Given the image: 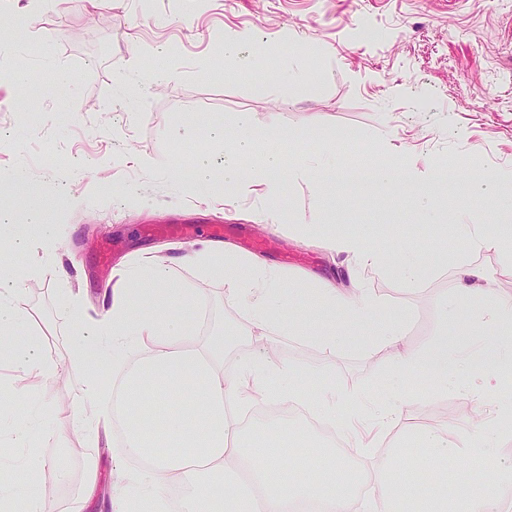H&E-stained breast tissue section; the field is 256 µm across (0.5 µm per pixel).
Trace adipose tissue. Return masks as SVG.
Instances as JSON below:
<instances>
[{
  "instance_id": "obj_1",
  "label": "adipose tissue",
  "mask_w": 512,
  "mask_h": 512,
  "mask_svg": "<svg viewBox=\"0 0 512 512\" xmlns=\"http://www.w3.org/2000/svg\"><path fill=\"white\" fill-rule=\"evenodd\" d=\"M281 129L256 126L250 115L238 114L233 128L213 126L210 137L229 141L223 165L209 153H201L191 179L183 181L187 191L210 185L213 195L231 205L255 191L276 199L281 159L271 153L252 170H244L242 155L253 139H277ZM50 188L28 194L22 209H0V238L12 251L23 253L50 247L53 226L47 208ZM457 229L469 249L495 251L512 260V244L491 224L461 222ZM328 247L336 255L350 258L354 268H387V260L366 245L361 237L337 236ZM199 265L209 274L224 278L225 300L241 312L253 329L288 334V323L274 314V303L283 295V279L277 269L259 258L232 247H204L197 254ZM483 271L461 266L457 287L477 298L481 305L477 320L494 330L493 336H475L449 344L447 338L432 343L426 353L410 348L402 328L381 321L379 299L354 280L351 288H338L334 281H321L313 296L314 307H326L343 327L372 329L374 351L386 353L393 379L406 382L427 366L435 390L456 387L468 394L497 387L502 366L512 363V301L500 299L484 288ZM21 283L14 271L0 272V351H9L23 374L60 376L57 363L47 361L30 337L29 347L13 344L25 321L15 297ZM174 293L171 270L164 259L149 266L131 262L113 290L112 304L102 320L81 324L79 342L70 363L80 367L87 361L110 359L126 368L123 387L127 399L126 426L121 452L128 457L149 459L151 465L137 474L141 492L150 499L165 500L177 485L190 487V512H288L297 499L323 500L326 512H355L350 476L344 460L332 448L308 449L302 466L310 479L292 484L281 474L293 454L288 434L255 439L242 425L239 413L254 404L257 395L281 401L310 398L314 407L328 415L343 414L351 435L362 449L376 447L388 429L399 426L401 410L386 391H337L335 384L322 383L312 392L297 382V372L255 352H234V371L223 368L221 343L202 344L168 305ZM420 449L405 464L395 456L372 469L368 482L381 497L382 512H413L407 477L417 474L436 479L439 463L459 465L486 458L496 451L494 436L481 434L459 444L448 436L447 426L422 424ZM512 503V485L499 481L493 489L469 487L454 499L431 501L428 512H504Z\"/></svg>"
}]
</instances>
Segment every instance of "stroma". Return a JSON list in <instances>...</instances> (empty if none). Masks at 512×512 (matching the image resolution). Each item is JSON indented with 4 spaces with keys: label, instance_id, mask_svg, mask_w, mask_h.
<instances>
[{
    "label": "stroma",
    "instance_id": "35a3bbf8",
    "mask_svg": "<svg viewBox=\"0 0 512 512\" xmlns=\"http://www.w3.org/2000/svg\"><path fill=\"white\" fill-rule=\"evenodd\" d=\"M29 0H15L13 14L26 18L14 28L16 49L31 63L29 83L16 91L0 65V178L26 167L18 193L54 183L68 206L53 208L57 248L46 255H21L24 274L18 305L29 315L19 337H43V352L64 362L77 345L68 299L89 318L112 303L116 277L99 272L97 248L118 242L123 268L134 256L170 258L172 278L187 297H199L210 326L201 343L226 328L250 336L249 322L224 298L222 279L203 275L194 257L209 236L203 228L223 217L224 243L254 242V255L281 271L285 293L279 312L296 324L293 334L264 335L256 349L296 366L304 384L315 380L316 365H327L337 390L389 386L385 355L372 354L368 335L343 336L335 349L319 337L337 332L330 310L310 318L307 301L337 265L327 238L358 235L373 247L387 240L408 241L409 256L430 258L420 279L404 283L391 274L367 271L368 288L382 301V316L402 325L408 344L425 350L434 337L470 335V308L457 289L460 265L481 268L486 285L512 300V262L495 252H470L453 221L472 213L483 224L512 227V209H490L481 197L457 200L452 188L468 170L494 178L498 192L512 197V0H112L111 17L87 23L92 0H59L56 8L33 12ZM250 29L256 45L269 53L266 91L255 75L221 65L225 32ZM164 45L165 65L180 77L176 89L155 97L152 111L128 113L118 106L130 80L127 62L141 51L144 66L156 64L151 49ZM54 58L46 60L44 49ZM75 75L50 102H32V91L57 84L55 63ZM63 115L49 123V113ZM249 113L254 123L290 132L279 146L286 169L315 158L329 161L346 178L372 170L388 148L402 151L415 185L438 178L439 219L419 214L414 198L403 195H348L332 190L317 198L312 181L289 178L277 205L288 219L278 229L255 223L266 199L255 193L233 206L202 193L183 192L179 183L142 168L138 155L152 154L176 164H195L201 150L222 158L224 148L209 143V126ZM359 132L357 150L338 152L337 133ZM140 188L127 199L123 186ZM26 385L29 403L40 409L45 466L37 480L24 477L12 445V423L0 425V489L16 500L45 498L53 512H70L77 498L90 496L85 512H113L117 483L139 472V462L115 453L120 434L107 426L92 431L61 430L60 420L84 398V377L71 369L67 380L46 375L20 378L0 356V394ZM406 426L390 431L379 448L364 452L335 423L345 455L360 465H376L390 449L410 447L419 421L436 420L464 429L476 403L456 391L432 396L430 385L410 387ZM94 446L98 475L86 487L84 464L74 450Z\"/></svg>",
    "mask_w": 512,
    "mask_h": 512
}]
</instances>
